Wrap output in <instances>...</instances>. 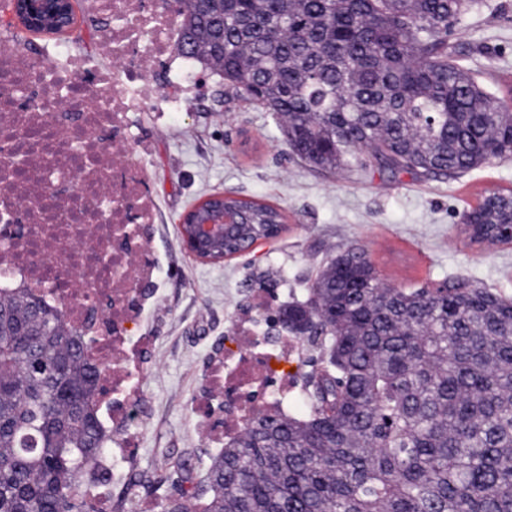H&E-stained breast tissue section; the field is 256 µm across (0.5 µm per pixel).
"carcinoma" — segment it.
<instances>
[{"instance_id": "carcinoma-1", "label": "carcinoma", "mask_w": 512, "mask_h": 512, "mask_svg": "<svg viewBox=\"0 0 512 512\" xmlns=\"http://www.w3.org/2000/svg\"><path fill=\"white\" fill-rule=\"evenodd\" d=\"M481 0H209L183 42L235 95L276 115L289 151L325 173L454 178L512 157V110L448 52ZM247 238L287 223L224 199ZM474 244L512 224V191L462 215ZM384 283L350 245L280 313L322 351L309 411L261 412L208 471L203 512H512V300L463 277ZM61 310L0 291V512H93L112 438L100 369Z\"/></svg>"}]
</instances>
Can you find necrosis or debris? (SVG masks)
Instances as JSON below:
<instances>
[{
  "label": "necrosis or debris",
  "mask_w": 512,
  "mask_h": 512,
  "mask_svg": "<svg viewBox=\"0 0 512 512\" xmlns=\"http://www.w3.org/2000/svg\"><path fill=\"white\" fill-rule=\"evenodd\" d=\"M106 23L98 56L58 42L42 57L0 45V288L18 285L62 310L93 344L106 396V450L123 475L139 443L129 422L144 373L139 332L156 278L147 227L157 199L132 159L133 119L149 99L183 112L201 71L182 49V26L151 0H91ZM301 357L261 328L233 325L224 357L197 404L213 443L241 434L248 417L283 410Z\"/></svg>",
  "instance_id": "1"
}]
</instances>
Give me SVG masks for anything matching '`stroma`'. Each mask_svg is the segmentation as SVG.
<instances>
[{"instance_id":"35a3bbf8","label":"stroma","mask_w":512,"mask_h":512,"mask_svg":"<svg viewBox=\"0 0 512 512\" xmlns=\"http://www.w3.org/2000/svg\"><path fill=\"white\" fill-rule=\"evenodd\" d=\"M86 2L76 0L66 38L76 54L91 56L101 21ZM448 44L487 90L512 100V0H483ZM190 95L188 111L150 104L136 117L148 190L160 203L148 251L163 275L140 331L147 369L130 424L141 452L125 487L113 488L111 512H132L140 497L162 505L182 491L206 499L215 451L200 435L193 402L225 335L235 320L305 299L347 245L362 246L380 278L397 288L459 276L512 299V243L483 249L460 230L463 210L484 191L512 190V158L453 179L376 170L320 175L290 153L272 113L243 102L221 79L207 78ZM212 194L279 207L286 227L250 253L200 262L183 245L180 221Z\"/></svg>"}]
</instances>
